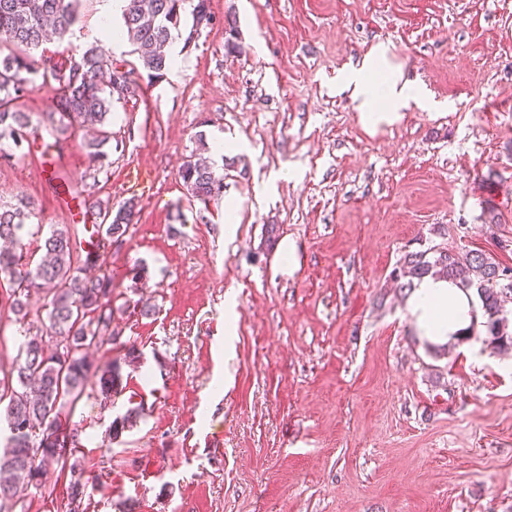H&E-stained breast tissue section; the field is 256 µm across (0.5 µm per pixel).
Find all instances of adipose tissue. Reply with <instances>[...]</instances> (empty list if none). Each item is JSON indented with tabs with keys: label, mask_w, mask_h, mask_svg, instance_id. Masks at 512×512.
Instances as JSON below:
<instances>
[{
	"label": "adipose tissue",
	"mask_w": 512,
	"mask_h": 512,
	"mask_svg": "<svg viewBox=\"0 0 512 512\" xmlns=\"http://www.w3.org/2000/svg\"><path fill=\"white\" fill-rule=\"evenodd\" d=\"M336 91L349 96L359 122L371 133L396 125L411 107L428 101L422 86L404 79L383 43L338 71ZM408 305L419 338L432 347L473 335L482 319L474 291L445 278L426 276L415 281Z\"/></svg>",
	"instance_id": "obj_1"
}]
</instances>
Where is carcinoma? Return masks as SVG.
I'll use <instances>...</instances> for the list:
<instances>
[{"label":"carcinoma","instance_id":"1","mask_svg":"<svg viewBox=\"0 0 512 512\" xmlns=\"http://www.w3.org/2000/svg\"><path fill=\"white\" fill-rule=\"evenodd\" d=\"M80 0H0V140L17 147L35 135L38 128L30 114L20 110L19 100L37 88L36 79L52 78L55 111L47 121L62 133L89 129L94 136L83 147L97 160L106 157L102 148L112 141L109 115L117 97L112 94V60L98 48L88 49L65 69L39 73L34 53L50 36L62 41L79 20ZM121 19L128 39L144 70L153 77L163 75L173 62L170 47L180 31L187 0H122ZM191 198L204 204L224 195V176L199 159H189L179 171ZM86 211L101 219L97 225V249L105 250L124 236L132 224L133 206L112 210L109 203L83 198ZM36 216L31 202L19 199L0 202V288L6 303L22 321L30 314L32 292L44 294L46 331L26 332L9 375L0 378V405H4L8 435L0 453V512L12 508L26 496L29 487H46L50 471L64 465L68 453L44 442V432L53 428L62 437L80 444L81 430L62 426L68 406L83 397L90 377L100 375L102 394L117 392L118 366L101 369L89 349L107 345L125 347L115 322L112 280L107 273L91 276L86 267L96 265L99 254H86L79 266L71 228L56 225L44 242V253L33 260L25 251L21 232ZM427 275L451 279L464 289H476L486 321L490 343L511 345L509 318L503 313L505 299L512 297V268L502 265L482 250L455 252L435 245L409 251L400 259L394 276L399 288L411 290L414 280ZM142 409L135 408L112 421V437L130 428ZM69 504L82 512L89 489L98 477L70 467Z\"/></svg>","mask_w":512,"mask_h":512}]
</instances>
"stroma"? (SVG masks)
I'll return each instance as SVG.
<instances>
[{
  "mask_svg": "<svg viewBox=\"0 0 512 512\" xmlns=\"http://www.w3.org/2000/svg\"><path fill=\"white\" fill-rule=\"evenodd\" d=\"M210 10L174 74L149 77L130 41L110 44L99 21L121 28L112 0H82L65 40L35 55L49 68L97 45L141 86L112 106L107 161H91L80 130L53 151L75 202L134 206L102 262L138 360L117 394L89 392L68 418L83 430L72 463L100 477L84 512H512V349L482 330L422 347L391 279L405 252L437 244L512 265V0ZM378 42L433 105L372 134L333 85ZM219 137L236 164L206 206L179 170L194 154L223 166ZM20 196L43 229L71 225L86 256L93 217L67 213L28 144L0 158V200ZM139 301L152 315L124 311ZM137 407V426L112 437Z\"/></svg>",
  "mask_w": 512,
  "mask_h": 512,
  "instance_id": "1",
  "label": "stroma"
}]
</instances>
